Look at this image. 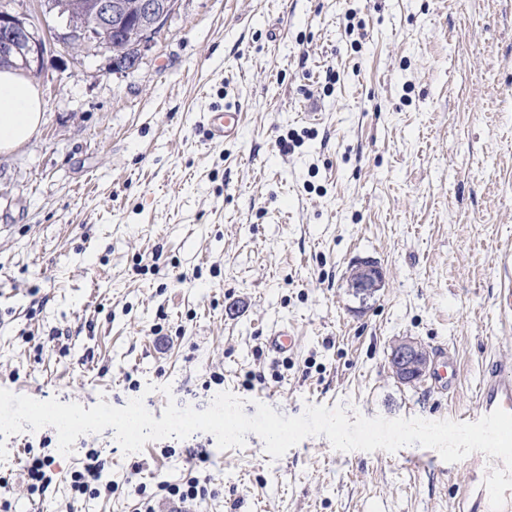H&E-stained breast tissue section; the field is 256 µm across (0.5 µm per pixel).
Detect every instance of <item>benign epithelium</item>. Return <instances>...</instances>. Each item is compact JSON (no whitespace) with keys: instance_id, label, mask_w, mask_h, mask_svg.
I'll return each instance as SVG.
<instances>
[{"instance_id":"benign-epithelium-1","label":"benign epithelium","mask_w":512,"mask_h":512,"mask_svg":"<svg viewBox=\"0 0 512 512\" xmlns=\"http://www.w3.org/2000/svg\"><path fill=\"white\" fill-rule=\"evenodd\" d=\"M43 6L48 12L67 16L72 26L105 33L101 47L116 60L124 55L129 40L138 43L141 51L149 50L156 31L176 11L178 0H83L78 17L72 14L69 0H43ZM45 53L46 43L33 16L0 8V59L14 56L22 70L39 75ZM346 282L349 292L365 304L385 287V274L376 261L365 259L350 268ZM388 361L393 377L401 384L415 383L434 365L427 347L412 336L391 342Z\"/></svg>"}]
</instances>
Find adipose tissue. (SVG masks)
Here are the masks:
<instances>
[{
	"instance_id": "obj_1",
	"label": "adipose tissue",
	"mask_w": 512,
	"mask_h": 512,
	"mask_svg": "<svg viewBox=\"0 0 512 512\" xmlns=\"http://www.w3.org/2000/svg\"><path fill=\"white\" fill-rule=\"evenodd\" d=\"M44 113L36 84L17 70L0 71V154L13 152L34 138Z\"/></svg>"
}]
</instances>
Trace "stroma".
<instances>
[{"label": "stroma", "instance_id": "35a3bbf8", "mask_svg": "<svg viewBox=\"0 0 512 512\" xmlns=\"http://www.w3.org/2000/svg\"><path fill=\"white\" fill-rule=\"evenodd\" d=\"M34 81L41 130L0 154V388L140 397L157 419L227 390L250 416L341 403L466 422L485 362L512 365V0H179L134 69L55 46ZM228 106L240 136L207 141ZM367 258L386 286L364 304L345 274ZM284 325L295 347L276 358ZM406 335L455 358L451 393L392 378ZM56 437L8 438V512H141L191 475L208 495L183 512H454L467 477L416 444L321 435L275 460L254 433L222 450L200 432L126 455L107 429L65 456ZM43 439L37 491L24 463ZM89 450L112 488L72 489ZM270 351L282 354L293 350L295 345V336L289 326H282L271 332L267 340ZM53 459L49 455L32 457L27 463V475L30 480L40 483L39 486L44 487L51 481V476L47 469L50 470Z\"/></svg>", "mask_w": 512, "mask_h": 512}]
</instances>
